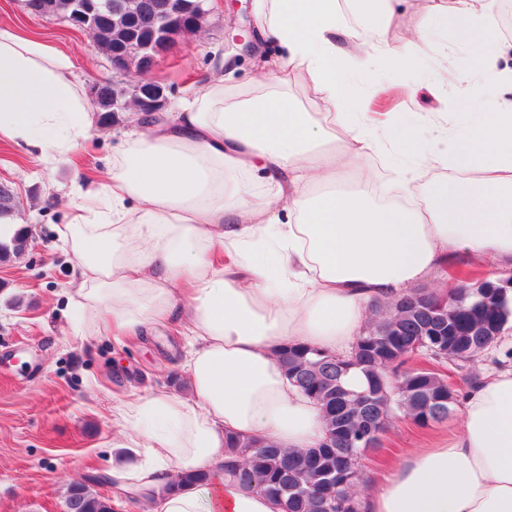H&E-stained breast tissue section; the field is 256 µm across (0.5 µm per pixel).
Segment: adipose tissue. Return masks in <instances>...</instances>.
Here are the masks:
<instances>
[{
	"instance_id": "adipose-tissue-1",
	"label": "adipose tissue",
	"mask_w": 512,
	"mask_h": 512,
	"mask_svg": "<svg viewBox=\"0 0 512 512\" xmlns=\"http://www.w3.org/2000/svg\"><path fill=\"white\" fill-rule=\"evenodd\" d=\"M255 0L258 33L278 48L250 89L221 76L186 85L172 121L132 132L67 205L58 236L76 260L69 299L90 328L186 336L188 389L131 392L116 408L113 508L146 512H279L224 475L227 436L315 447L320 406L291 384L275 354L298 343L349 355L364 311L402 296L440 262L480 257L512 266V43L494 0H428L420 41L454 27L473 66L452 89L464 110L391 118L386 133L358 102L353 75L409 65L389 39L394 0ZM75 60L0 26V139L51 165L90 133ZM325 109L288 101L295 77ZM352 111H345V104ZM342 115H335V108ZM396 172L379 197L365 162ZM446 446L413 449L361 498L363 512H512V369L462 395ZM202 471L203 485L172 489Z\"/></svg>"
}]
</instances>
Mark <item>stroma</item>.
<instances>
[{
    "label": "stroma",
    "instance_id": "1",
    "mask_svg": "<svg viewBox=\"0 0 512 512\" xmlns=\"http://www.w3.org/2000/svg\"><path fill=\"white\" fill-rule=\"evenodd\" d=\"M424 0H399L392 39L413 64L403 71L381 69L362 76L357 93L374 112H416L425 116L448 107L450 79L469 69V56L452 31L434 36L418 51L414 29L424 16ZM252 0H209L206 23L194 37L177 42L151 73L166 89L167 112H174L182 89L214 70L223 53L232 16L253 9ZM0 24H19L71 52L76 78L86 84L113 79L112 63L88 33L63 19L27 12L23 0H0ZM138 121L131 112L118 122H92L90 137L74 161L36 165L13 143L0 140V182L17 197V220L28 229L29 246L0 262V512H64L68 486L82 482L104 496L112 485L104 473L112 463L132 464L136 455L112 445L113 406L134 388L186 387L187 347L174 334L113 339L81 325L69 303L72 259L60 246L55 228L64 204L86 182L104 176L107 163ZM512 343V323L496 345L456 370L465 387L482 374L512 367L504 345ZM460 426V410L426 426L396 415L378 447L365 452L368 483L412 448L447 441Z\"/></svg>",
    "mask_w": 512,
    "mask_h": 512
}]
</instances>
